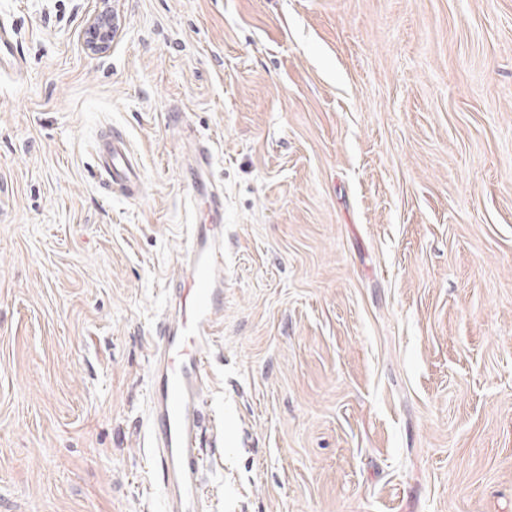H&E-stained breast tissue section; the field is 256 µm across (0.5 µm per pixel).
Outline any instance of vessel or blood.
Returning <instances> with one entry per match:
<instances>
[{
	"label": "vessel or blood",
	"instance_id": "vessel-or-blood-1",
	"mask_svg": "<svg viewBox=\"0 0 512 512\" xmlns=\"http://www.w3.org/2000/svg\"><path fill=\"white\" fill-rule=\"evenodd\" d=\"M13 28L0 21V72L21 70ZM92 154L101 187L136 194L142 165L125 135L108 129L96 135ZM220 223L188 227L189 268L174 290L176 323L160 336L149 391L148 429L152 457L164 475V497L169 512H200L204 445L201 434L212 428L222 440L201 399L217 334V314L224 305V242Z\"/></svg>",
	"mask_w": 512,
	"mask_h": 512
}]
</instances>
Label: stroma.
<instances>
[{"mask_svg": "<svg viewBox=\"0 0 512 512\" xmlns=\"http://www.w3.org/2000/svg\"><path fill=\"white\" fill-rule=\"evenodd\" d=\"M0 0V512H165L148 365L211 140L203 512H512V0ZM124 132L141 195H104ZM112 0H98V5L88 19L85 30V45L94 54H103L112 40L119 34L121 18ZM12 31V26L2 19L0 21V74L7 68L19 71L23 67V59ZM92 154L95 175L101 187L128 195L139 191L143 178L142 165L123 133L112 127L101 131L95 137Z\"/></svg>", "mask_w": 512, "mask_h": 512, "instance_id": "stroma-1", "label": "stroma"}]
</instances>
